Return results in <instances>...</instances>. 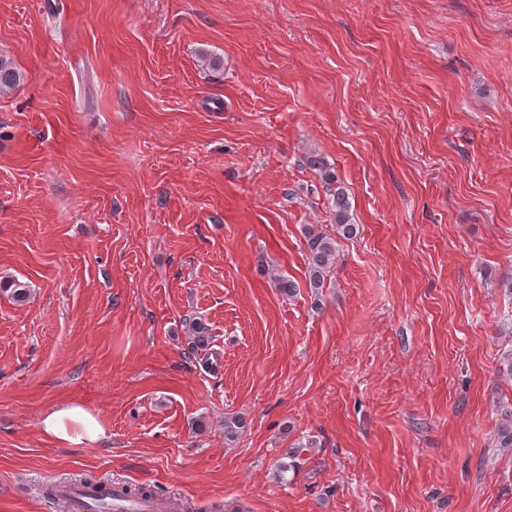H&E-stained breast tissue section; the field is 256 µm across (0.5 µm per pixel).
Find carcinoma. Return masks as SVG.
Returning a JSON list of instances; mask_svg holds the SVG:
<instances>
[{"mask_svg": "<svg viewBox=\"0 0 512 512\" xmlns=\"http://www.w3.org/2000/svg\"><path fill=\"white\" fill-rule=\"evenodd\" d=\"M20 81V73L0 60V89H14L19 86ZM310 165L319 170L327 186H335L331 196L332 208L335 211L336 235L317 232L313 229L306 232L309 251L307 284L308 287L319 290L325 287L331 268L336 263L337 236L347 239L354 237L356 225L351 223L348 195L335 172L320 158L310 160ZM0 291L10 293L12 299L18 303L27 302L31 297L30 286L15 279L0 281ZM189 326L193 332L192 348L201 349L207 346L210 336L207 335L204 324L192 319L189 321ZM498 440L499 447H512V409L504 411L498 428Z\"/></svg>", "mask_w": 512, "mask_h": 512, "instance_id": "cac0c4a2", "label": "carcinoma"}]
</instances>
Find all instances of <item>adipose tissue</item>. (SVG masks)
<instances>
[{"label":"adipose tissue","mask_w":512,"mask_h":512,"mask_svg":"<svg viewBox=\"0 0 512 512\" xmlns=\"http://www.w3.org/2000/svg\"><path fill=\"white\" fill-rule=\"evenodd\" d=\"M43 436L56 445H95L105 439V419L83 404L63 402L56 405L40 421Z\"/></svg>","instance_id":"adipose-tissue-1"}]
</instances>
